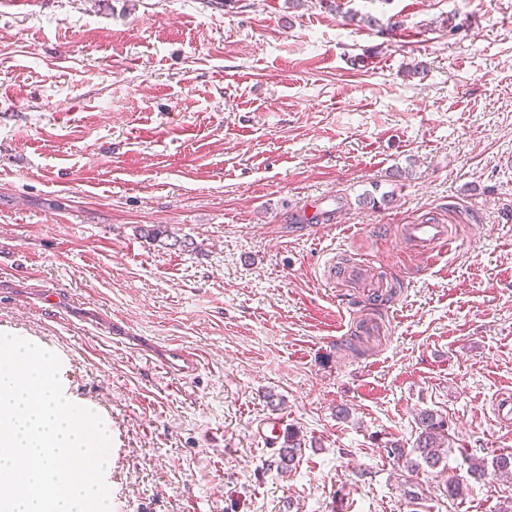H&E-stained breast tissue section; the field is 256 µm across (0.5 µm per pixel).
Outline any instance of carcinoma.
Listing matches in <instances>:
<instances>
[{"mask_svg":"<svg viewBox=\"0 0 512 512\" xmlns=\"http://www.w3.org/2000/svg\"><path fill=\"white\" fill-rule=\"evenodd\" d=\"M417 427L418 434L412 453L409 454L400 445L391 443L387 448L388 456L404 462V467L411 472L424 466L434 470L448 457L447 421L440 415L425 410L417 417ZM303 447L305 444L302 443L299 433L288 432L279 452L278 467L285 470L290 468ZM468 461V472L477 481L490 472L502 480L512 479V452L500 453L489 463L474 457L468 458Z\"/></svg>","mask_w":512,"mask_h":512,"instance_id":"cac0c4a2","label":"carcinoma"}]
</instances>
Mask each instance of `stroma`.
Returning <instances> with one entry per match:
<instances>
[{"label": "stroma", "mask_w": 512, "mask_h": 512, "mask_svg": "<svg viewBox=\"0 0 512 512\" xmlns=\"http://www.w3.org/2000/svg\"><path fill=\"white\" fill-rule=\"evenodd\" d=\"M341 3L0 6V334L63 357L112 512L512 507L492 476L445 491L512 451V0ZM428 219L432 262L404 240ZM423 410L441 472L385 450ZM270 416L306 443L287 473ZM405 238L409 245L426 260L433 258L448 245V226L426 220L420 224L405 225ZM165 365L182 378H189L198 370L199 361L194 353L172 350L166 355Z\"/></svg>", "instance_id": "stroma-1"}]
</instances>
